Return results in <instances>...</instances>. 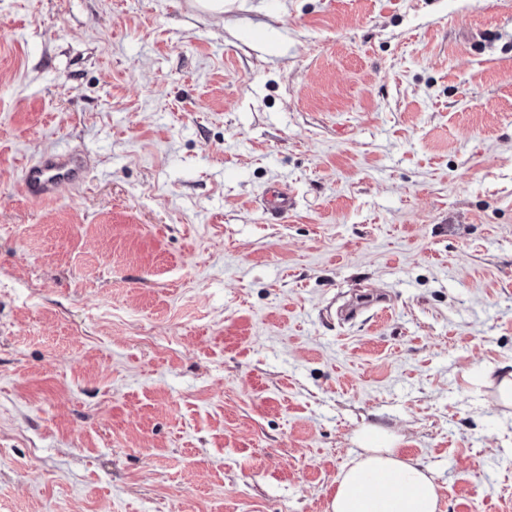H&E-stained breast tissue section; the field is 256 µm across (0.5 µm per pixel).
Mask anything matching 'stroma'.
I'll list each match as a JSON object with an SVG mask.
<instances>
[{
  "label": "stroma",
  "instance_id": "35a3bbf8",
  "mask_svg": "<svg viewBox=\"0 0 512 512\" xmlns=\"http://www.w3.org/2000/svg\"><path fill=\"white\" fill-rule=\"evenodd\" d=\"M510 364L512 0H0V512H512ZM86 162L69 151L41 153L23 167L24 188L28 195L51 200L62 184L79 186L83 182ZM356 440L363 451L341 471L332 512L438 511L437 485L419 463L397 455L392 434L371 425Z\"/></svg>",
  "mask_w": 512,
  "mask_h": 512
}]
</instances>
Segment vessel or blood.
Returning a JSON list of instances; mask_svg holds the SVG:
<instances>
[{
  "label": "vessel or blood",
  "mask_w": 512,
  "mask_h": 512,
  "mask_svg": "<svg viewBox=\"0 0 512 512\" xmlns=\"http://www.w3.org/2000/svg\"><path fill=\"white\" fill-rule=\"evenodd\" d=\"M85 168L84 158L69 151L40 154L23 167L25 191L41 200L52 199L61 185H81Z\"/></svg>",
  "instance_id": "obj_1"
}]
</instances>
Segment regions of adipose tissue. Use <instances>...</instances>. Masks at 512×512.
Here are the masks:
<instances>
[{
	"label": "adipose tissue",
	"instance_id": "ef3b65f1",
	"mask_svg": "<svg viewBox=\"0 0 512 512\" xmlns=\"http://www.w3.org/2000/svg\"><path fill=\"white\" fill-rule=\"evenodd\" d=\"M356 440L360 454L344 468L331 512H438V487L419 463L397 455L387 430L371 425Z\"/></svg>",
	"mask_w": 512,
	"mask_h": 512
}]
</instances>
